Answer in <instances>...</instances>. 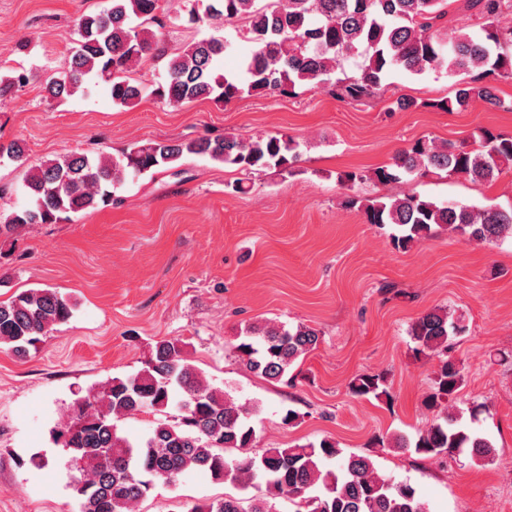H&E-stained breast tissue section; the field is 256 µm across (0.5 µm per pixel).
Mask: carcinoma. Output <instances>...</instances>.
Segmentation results:
<instances>
[{
    "label": "carcinoma",
    "instance_id": "carcinoma-1",
    "mask_svg": "<svg viewBox=\"0 0 512 512\" xmlns=\"http://www.w3.org/2000/svg\"><path fill=\"white\" fill-rule=\"evenodd\" d=\"M100 13L81 16L77 39L58 74L44 91L64 99L88 77L110 83L112 101L134 104L148 92L160 102L181 108L199 99L229 103L249 95L290 92L300 84L331 85L341 101L360 102L382 95L395 72L422 75L444 69L458 78L454 97L431 103L460 112L478 103L500 106L496 81L512 80V23L502 21L504 0H464L482 19L483 35L448 28L449 7L456 0H210L204 13L187 10L193 24L239 25L254 43L238 73H221L229 44L219 38L193 40L170 53L163 42V18L174 0H110ZM359 57L349 75L343 62ZM166 61L163 81L146 86L131 77L147 61ZM26 73L0 74V101L28 84ZM187 156L235 166L247 175L275 168L290 176L301 158L299 143L288 136L209 134L190 140L133 143L119 157H91L82 151L40 161L30 167L24 187L30 205L4 213L0 234H17L32 224H55L106 206L128 176H152L177 168ZM448 177L494 181L512 169V135L482 129L476 147L420 138L398 152L392 162L372 171H345L342 184L352 189L372 181L399 183L429 170ZM350 206L370 224H391L395 246L432 234L433 227L477 243L512 239V206H477L436 201L418 194L354 197ZM73 304L50 288L29 289L0 302V345L24 355L55 326L66 322ZM466 331L464 318L446 308L423 312L408 335L416 353L439 358L424 406L435 413L415 441L397 435L378 445L414 448L429 459L454 458L462 449L474 463H492L495 444L474 428L479 409L452 410L464 381L463 368L448 356L453 339ZM235 345L250 372L272 382H289L299 359L320 344L319 331L306 324L267 321L244 327ZM352 394L390 397L386 379L363 373L350 383ZM177 414L157 422L143 437L118 432L117 422L147 408ZM256 406L238 402L228 391L211 386L187 357L178 340L155 343L144 367L134 376L113 377L90 389L69 407L53 440L71 454L80 476L72 482L79 512H135L155 482L174 483L198 470L230 482L248 497L226 495L194 506L190 512H277L287 499L298 512H428L409 483L378 473L367 455H343L330 438L286 448L253 447L248 424Z\"/></svg>",
    "mask_w": 512,
    "mask_h": 512
}]
</instances>
